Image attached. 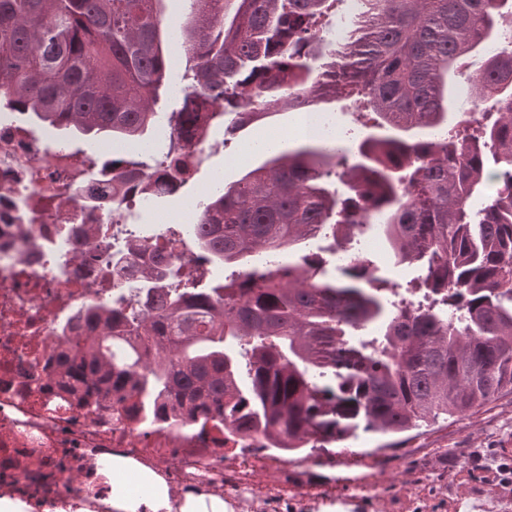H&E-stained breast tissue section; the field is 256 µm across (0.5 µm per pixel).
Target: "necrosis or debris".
Instances as JSON below:
<instances>
[{
  "label": "necrosis or debris",
  "instance_id": "4bbe7bcc",
  "mask_svg": "<svg viewBox=\"0 0 512 512\" xmlns=\"http://www.w3.org/2000/svg\"><path fill=\"white\" fill-rule=\"evenodd\" d=\"M111 191L109 176L89 178L57 131H29L0 114V480L54 512L70 493L67 476L84 473L88 451L120 450L153 464L174 459L184 484L206 483L223 452L196 429L138 428L90 417L57 389L47 369L83 335L80 312L122 304L146 264L201 263L198 252L165 231L124 268L102 264L104 243L126 248L109 209L84 208L76 188Z\"/></svg>",
  "mask_w": 512,
  "mask_h": 512
}]
</instances>
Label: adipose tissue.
Instances as JSON below:
<instances>
[{"label":"adipose tissue","mask_w":512,"mask_h":512,"mask_svg":"<svg viewBox=\"0 0 512 512\" xmlns=\"http://www.w3.org/2000/svg\"><path fill=\"white\" fill-rule=\"evenodd\" d=\"M55 512H227L222 494L192 489L173 498L165 475L123 452L93 453L84 491Z\"/></svg>","instance_id":"adipose-tissue-1"}]
</instances>
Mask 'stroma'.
I'll use <instances>...</instances> for the list:
<instances>
[{
    "label": "stroma",
    "instance_id": "obj_1",
    "mask_svg": "<svg viewBox=\"0 0 512 512\" xmlns=\"http://www.w3.org/2000/svg\"><path fill=\"white\" fill-rule=\"evenodd\" d=\"M294 126V113L279 112L244 127L229 140L223 130H216L214 137L222 141V149L195 167L176 196L146 210L144 223H154L160 214H179L185 200L211 187L214 175H222L227 183L240 178L247 164L239 160V151L260 130L290 135ZM381 443L380 436L361 430L347 439L345 448L362 459L358 466L338 456L249 467L242 456L230 454L218 465L215 487L244 483L257 503L280 499L286 512H354L343 500L347 494L361 498V512H512V491L491 478L496 456H512V396L412 431L398 447L385 449ZM476 453L482 456L477 466L471 461Z\"/></svg>",
    "mask_w": 512,
    "mask_h": 512
}]
</instances>
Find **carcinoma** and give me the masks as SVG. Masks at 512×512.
<instances>
[{
    "label": "carcinoma",
    "mask_w": 512,
    "mask_h": 512,
    "mask_svg": "<svg viewBox=\"0 0 512 512\" xmlns=\"http://www.w3.org/2000/svg\"><path fill=\"white\" fill-rule=\"evenodd\" d=\"M165 2L0 0V108L36 127L114 148L151 137L181 49L166 120L177 175L160 183L124 155L112 208L130 184L147 202L179 193L215 127L346 99L379 131L354 148L267 149L208 195L191 237L239 270L209 285L154 266L139 309L79 313L87 332L59 357L57 387L99 417L129 402L145 426L224 435L226 453L258 437L306 459L358 429L393 448L511 395L512 48L497 42L512 0H361L336 44L320 35L335 0H189L177 35ZM480 53L473 98L497 111L450 129L448 72ZM370 231L394 265L420 269L406 291L422 301L390 300L399 285L365 254L335 275L307 265L309 240L335 253Z\"/></svg>",
    "instance_id": "obj_1"
}]
</instances>
